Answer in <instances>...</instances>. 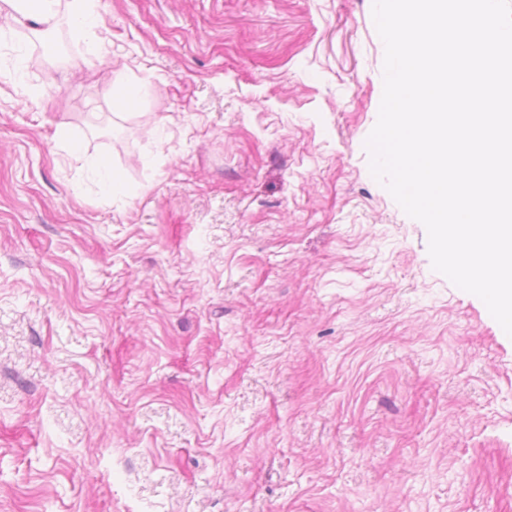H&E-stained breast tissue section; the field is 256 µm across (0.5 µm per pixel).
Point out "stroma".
I'll list each match as a JSON object with an SVG mask.
<instances>
[{
  "mask_svg": "<svg viewBox=\"0 0 512 512\" xmlns=\"http://www.w3.org/2000/svg\"><path fill=\"white\" fill-rule=\"evenodd\" d=\"M372 7L0 25V512H512V337L370 172Z\"/></svg>",
  "mask_w": 512,
  "mask_h": 512,
  "instance_id": "stroma-1",
  "label": "stroma"
}]
</instances>
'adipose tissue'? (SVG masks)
Instances as JSON below:
<instances>
[{
    "instance_id": "1",
    "label": "adipose tissue",
    "mask_w": 512,
    "mask_h": 512,
    "mask_svg": "<svg viewBox=\"0 0 512 512\" xmlns=\"http://www.w3.org/2000/svg\"><path fill=\"white\" fill-rule=\"evenodd\" d=\"M10 10L38 24V36L56 23L59 15H66L85 37L95 35L92 0H5Z\"/></svg>"
}]
</instances>
